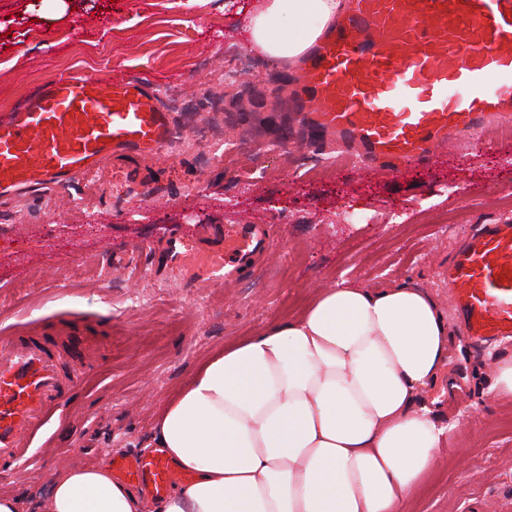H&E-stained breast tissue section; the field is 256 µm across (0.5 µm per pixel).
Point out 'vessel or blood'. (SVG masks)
<instances>
[{
  "label": "vessel or blood",
  "instance_id": "b4317fda",
  "mask_svg": "<svg viewBox=\"0 0 512 512\" xmlns=\"http://www.w3.org/2000/svg\"><path fill=\"white\" fill-rule=\"evenodd\" d=\"M301 105L392 175L447 151L460 135L482 139L512 123V0H349L306 55ZM176 132L148 80L88 75L52 79L0 121V194L69 188L109 155L160 152ZM227 248L202 230L200 266L224 281L273 245L272 227L246 224ZM458 322L476 343L512 338V223L485 224L448 268ZM40 342L0 336V466L25 460L49 413L79 382ZM119 480L160 497L185 475L163 449L116 461Z\"/></svg>",
  "mask_w": 512,
  "mask_h": 512
}]
</instances>
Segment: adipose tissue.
Listing matches in <instances>:
<instances>
[{
  "label": "adipose tissue",
  "instance_id": "obj_1",
  "mask_svg": "<svg viewBox=\"0 0 512 512\" xmlns=\"http://www.w3.org/2000/svg\"><path fill=\"white\" fill-rule=\"evenodd\" d=\"M344 0H265L249 23L274 60L303 55ZM305 23L291 41L280 31ZM449 323L411 281L340 277L296 319L212 354L157 418L156 445L193 479L156 512H413L449 431L424 391ZM48 512H143L104 466L52 479Z\"/></svg>",
  "mask_w": 512,
  "mask_h": 512
}]
</instances>
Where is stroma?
<instances>
[{"label": "stroma", "instance_id": "stroma-1", "mask_svg": "<svg viewBox=\"0 0 512 512\" xmlns=\"http://www.w3.org/2000/svg\"><path fill=\"white\" fill-rule=\"evenodd\" d=\"M0 0V120L48 80L86 73L145 77L180 132L155 155L108 158L65 193L0 195V333L48 344L84 371L64 410L38 432L25 465L0 470L21 512H47L50 477L73 464L153 446L167 397L213 351L295 317L317 289L345 275L375 288L409 280L447 318L443 275L479 225L512 220V133L484 149L459 140L391 177L355 155L331 161V140L298 128L268 149L269 126L244 121L225 92L253 98L264 78L302 90V72L253 45L246 24L261 0ZM262 145L257 170L225 166L218 149ZM323 158L304 175L294 156ZM250 221L277 227L274 253L223 285H184L193 264L159 270L169 230L194 255L190 225ZM512 361L453 333L448 360L425 393L451 430L416 512H512V395L493 368Z\"/></svg>", "mask_w": 512, "mask_h": 512}]
</instances>
